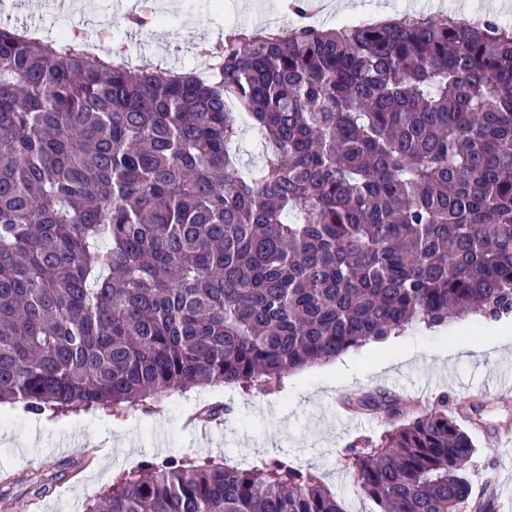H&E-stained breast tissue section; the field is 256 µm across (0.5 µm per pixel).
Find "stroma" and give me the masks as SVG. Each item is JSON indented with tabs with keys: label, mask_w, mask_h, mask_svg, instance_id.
<instances>
[{
	"label": "stroma",
	"mask_w": 512,
	"mask_h": 512,
	"mask_svg": "<svg viewBox=\"0 0 512 512\" xmlns=\"http://www.w3.org/2000/svg\"><path fill=\"white\" fill-rule=\"evenodd\" d=\"M289 0H222L210 9L205 0H165L159 22L143 30L116 29V40L135 64L203 74L201 43L225 31H290ZM344 11L317 16V26L398 18L416 12H443L465 19L492 17L512 22V0H343ZM118 0H94L58 14L30 0H0V27L38 29L56 36L60 27L88 30L107 18L122 17ZM485 345L484 353L462 354L464 346ZM512 367V333L495 322L465 318L437 332L413 327L388 341L371 342L335 361L287 375L281 389L247 395L222 386H191L122 416L106 409L35 417L0 408V512H84L87 503L119 475L148 461L168 457H227L247 467L274 455L319 471L346 512H374V503L353 483L346 466L350 441L379 438L399 419L382 410L337 415L342 398L387 392L402 407H430L447 400L448 413L465 425L475 452L465 476L474 495L485 497L488 512H512V446L500 442L512 433V390L480 397L472 387ZM230 403L233 412L211 432L214 445H198L200 434L186 415L204 404ZM482 406L478 424L468 422L472 406Z\"/></svg>",
	"instance_id": "obj_1"
}]
</instances>
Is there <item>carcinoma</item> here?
I'll return each instance as SVG.
<instances>
[{
	"instance_id": "1",
	"label": "carcinoma",
	"mask_w": 512,
	"mask_h": 512,
	"mask_svg": "<svg viewBox=\"0 0 512 512\" xmlns=\"http://www.w3.org/2000/svg\"><path fill=\"white\" fill-rule=\"evenodd\" d=\"M205 54L203 79L0 27V404L266 392L414 325L512 314V27L406 14ZM473 454L440 406L349 451L378 512H483ZM86 512L346 509L285 456L181 457Z\"/></svg>"
}]
</instances>
